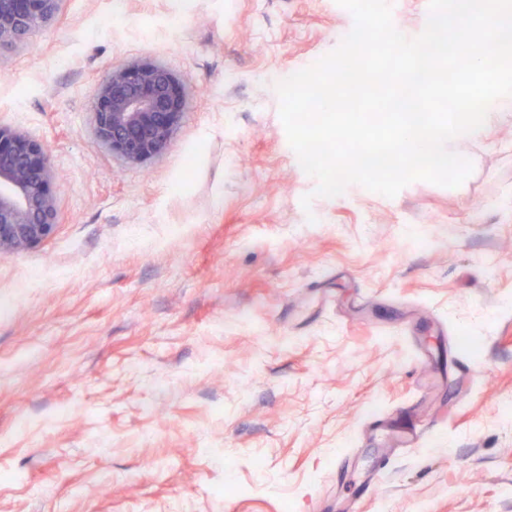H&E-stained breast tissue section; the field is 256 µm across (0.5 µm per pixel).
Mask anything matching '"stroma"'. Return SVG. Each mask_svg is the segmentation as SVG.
Instances as JSON below:
<instances>
[{"mask_svg": "<svg viewBox=\"0 0 512 512\" xmlns=\"http://www.w3.org/2000/svg\"><path fill=\"white\" fill-rule=\"evenodd\" d=\"M348 24L336 0H57L0 50V124L42 144L59 210L0 256V512H336L355 471L365 512H512V112L459 187L317 195L276 86ZM143 59L190 105L126 165L92 93ZM369 403L439 430L378 447Z\"/></svg>", "mask_w": 512, "mask_h": 512, "instance_id": "1", "label": "stroma"}]
</instances>
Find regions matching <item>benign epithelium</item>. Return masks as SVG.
<instances>
[{
    "instance_id": "1",
    "label": "benign epithelium",
    "mask_w": 512,
    "mask_h": 512,
    "mask_svg": "<svg viewBox=\"0 0 512 512\" xmlns=\"http://www.w3.org/2000/svg\"><path fill=\"white\" fill-rule=\"evenodd\" d=\"M55 0H0V46L31 36ZM184 85L164 64L145 59L110 71L93 90L92 131L112 156L141 165L163 155L187 110ZM42 146L0 124V255L38 248L53 236L58 205Z\"/></svg>"
}]
</instances>
